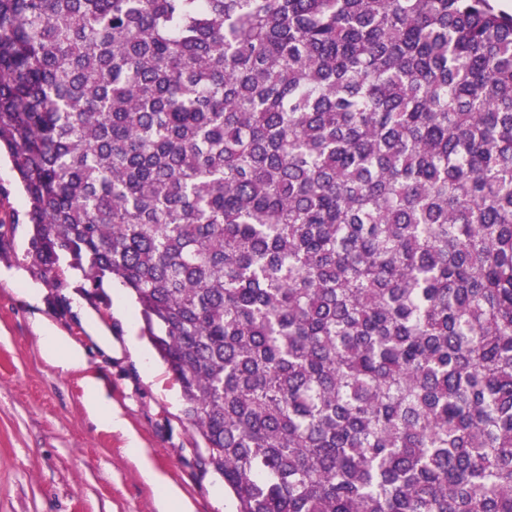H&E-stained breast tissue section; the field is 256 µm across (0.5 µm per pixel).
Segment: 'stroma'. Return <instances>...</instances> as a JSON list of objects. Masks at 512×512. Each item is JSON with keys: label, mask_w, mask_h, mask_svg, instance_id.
<instances>
[{"label": "stroma", "mask_w": 512, "mask_h": 512, "mask_svg": "<svg viewBox=\"0 0 512 512\" xmlns=\"http://www.w3.org/2000/svg\"><path fill=\"white\" fill-rule=\"evenodd\" d=\"M27 200L0 158V512H161L162 486L142 461L170 479L192 512H232L224 483L193 452L195 430L165 364L142 336L140 316L89 300L61 269L45 282L26 257ZM38 292L30 302L26 289ZM80 345L86 367L65 371L44 354L39 321ZM137 336L144 359L132 356ZM94 377L124 427L93 416L83 379Z\"/></svg>", "instance_id": "1"}]
</instances>
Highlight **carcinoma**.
<instances>
[{
  "instance_id": "cac0c4a2",
  "label": "carcinoma",
  "mask_w": 512,
  "mask_h": 512,
  "mask_svg": "<svg viewBox=\"0 0 512 512\" xmlns=\"http://www.w3.org/2000/svg\"><path fill=\"white\" fill-rule=\"evenodd\" d=\"M0 147L236 512H512L496 0H0Z\"/></svg>"
}]
</instances>
